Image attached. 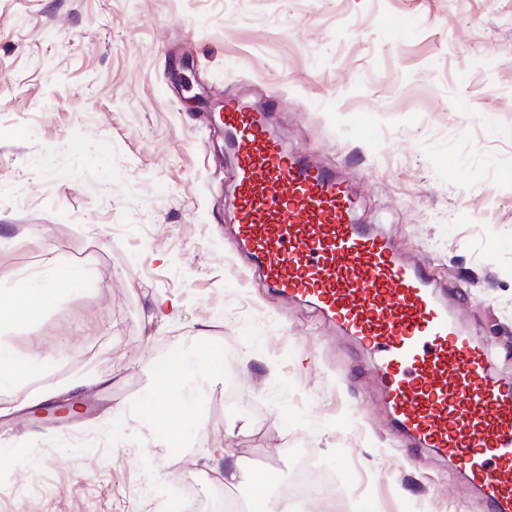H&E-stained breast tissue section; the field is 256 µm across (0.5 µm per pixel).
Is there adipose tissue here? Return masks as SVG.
<instances>
[{
    "label": "adipose tissue",
    "mask_w": 512,
    "mask_h": 512,
    "mask_svg": "<svg viewBox=\"0 0 512 512\" xmlns=\"http://www.w3.org/2000/svg\"><path fill=\"white\" fill-rule=\"evenodd\" d=\"M92 273L85 268L52 269L50 273L34 272L27 276L26 287L0 289V333L26 328L54 311L74 288L90 280ZM223 357H213L201 364L192 357L177 354L169 363L155 366L152 375L156 389L146 402L149 413L164 423V435L169 447H179L183 435V414L191 400L186 386L198 380L223 373Z\"/></svg>",
    "instance_id": "obj_1"
}]
</instances>
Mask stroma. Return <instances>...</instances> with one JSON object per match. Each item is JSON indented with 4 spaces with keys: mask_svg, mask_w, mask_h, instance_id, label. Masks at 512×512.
<instances>
[{
    "mask_svg": "<svg viewBox=\"0 0 512 512\" xmlns=\"http://www.w3.org/2000/svg\"><path fill=\"white\" fill-rule=\"evenodd\" d=\"M228 94L278 102L512 377V0H0V286L94 271L9 336L36 366L0 391V512H178L176 455L195 500L249 495L226 444L279 486L310 459L339 512H488L449 456L403 462L370 355L244 268ZM225 347L172 453L151 370Z\"/></svg>",
    "mask_w": 512,
    "mask_h": 512,
    "instance_id": "obj_1",
    "label": "stroma"
}]
</instances>
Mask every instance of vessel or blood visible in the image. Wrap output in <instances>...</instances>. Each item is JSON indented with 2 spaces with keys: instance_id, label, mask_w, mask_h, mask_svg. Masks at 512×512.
<instances>
[{
  "instance_id": "vessel-or-blood-1",
  "label": "vessel or blood",
  "mask_w": 512,
  "mask_h": 512,
  "mask_svg": "<svg viewBox=\"0 0 512 512\" xmlns=\"http://www.w3.org/2000/svg\"><path fill=\"white\" fill-rule=\"evenodd\" d=\"M240 247L268 288L314 307L371 352L411 451H450L491 512H512V380L458 328L425 268L405 261L334 168L288 149L271 109L227 98Z\"/></svg>"
}]
</instances>
